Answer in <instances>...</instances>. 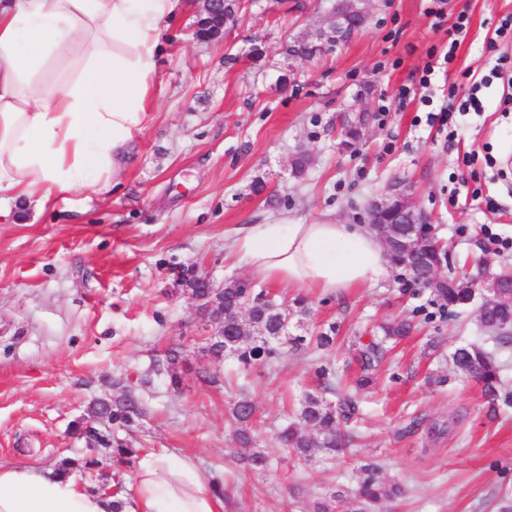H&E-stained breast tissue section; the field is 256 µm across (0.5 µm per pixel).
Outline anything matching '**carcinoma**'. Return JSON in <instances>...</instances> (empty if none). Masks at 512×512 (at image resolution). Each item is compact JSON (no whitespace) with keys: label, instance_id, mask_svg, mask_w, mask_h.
<instances>
[{"label":"carcinoma","instance_id":"1","mask_svg":"<svg viewBox=\"0 0 512 512\" xmlns=\"http://www.w3.org/2000/svg\"><path fill=\"white\" fill-rule=\"evenodd\" d=\"M356 0H337L336 13L341 15L343 28L341 37L348 41L353 34L365 27V19L356 10ZM207 13L197 15L193 35L201 40L213 41L218 28L212 24H203ZM387 261L394 267H400L418 280L424 269L435 262L447 261V251L439 244L437 237L425 241L418 254H392ZM179 282L186 289L197 295V299L210 301L215 297L212 290L197 280L191 268L180 270ZM439 301L440 311L461 308L470 305L476 299L473 288L454 287V278L440 273V282L428 286ZM224 340L207 345L212 356L234 358L244 371L257 365L270 364L279 356V346L290 344L296 348L310 346L323 354L322 363L317 371L320 389L307 393L300 402L296 420L288 423L279 432V441L293 449L297 460L307 459L314 448L320 449L328 458L336 459L347 453L354 444L355 437L348 431L347 423L359 413L358 391L371 385L378 367L383 363L388 351V344L399 342L409 337L414 325L407 320H398L380 326V333L368 339L358 336L353 342L357 353L360 373L353 382V387H338L333 382L332 360L330 353L336 342L335 328L311 336H290L288 325L290 319L303 315L306 309L298 306L292 310L279 304L253 288H245L240 281L224 284ZM512 321V301L495 300L479 306L481 327L490 333L492 341L506 347L512 343V332L507 323ZM181 354L176 348H170L166 354V375L169 386L180 389L182 376L178 372ZM456 373L471 376L483 384L484 390L496 397L501 391V365L496 355L477 343L458 346L449 355ZM88 413L107 417L112 422V431L107 432L80 416L70 424V434L85 442L95 443L94 451L107 450L112 454V461L118 467L133 463L140 449L120 436V432L129 431L145 413L139 398L130 390L122 389L107 399H97L88 407ZM257 409L252 399L245 394L238 396L230 407V414L236 425L237 441L241 452L237 457L244 466L257 470L269 464V455L250 452L255 440L252 423L256 421ZM405 494L399 483L388 481L381 472V467L366 463L359 468L358 480L354 488L342 489L322 498L313 504L312 512H337V505L344 499L351 504L350 512H374V508L383 501L398 499Z\"/></svg>","mask_w":512,"mask_h":512}]
</instances>
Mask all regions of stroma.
<instances>
[{"label":"stroma","instance_id":"stroma-1","mask_svg":"<svg viewBox=\"0 0 512 512\" xmlns=\"http://www.w3.org/2000/svg\"><path fill=\"white\" fill-rule=\"evenodd\" d=\"M246 2L218 42L193 36L202 0H183L166 24L150 116L120 184L61 194L42 211L0 201V462L50 467L83 457L68 425L119 380L146 407L132 432L139 448L188 455L204 478L224 476V512H308L368 461L407 489L378 512H492L512 493V406L493 405L448 360L456 346L484 340L475 307L440 316L430 292L391 267L333 296L268 285L277 301L306 302L296 334L336 325L343 378L356 367L353 336L396 317L419 323L360 393L362 439L332 466L320 452L291 459L275 440L316 386L314 355L288 348L241 375L231 358L207 353L211 327L174 280L192 266L220 283L253 281L233 247L246 226L355 224L397 183L447 240L448 273L475 274L478 258L494 271L512 267V168L497 169L512 157V89L491 75L499 59L512 60V38L496 34L512 0H376L362 32L310 60L284 48L312 35L331 0ZM436 10L470 20L449 64ZM452 87L460 101L476 94L480 108L429 122ZM362 114L361 143L342 148V122ZM302 149L311 162L298 175L292 161ZM175 344L181 392L160 379L141 387L140 374ZM204 369L218 383L199 380ZM242 391L257 407L258 447L272 459L264 471L230 458L229 406ZM453 413L459 421L444 438L407 430L413 416Z\"/></svg>","mask_w":512,"mask_h":512}]
</instances>
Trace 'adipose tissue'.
Listing matches in <instances>:
<instances>
[{"instance_id": "1", "label": "adipose tissue", "mask_w": 512, "mask_h": 512, "mask_svg": "<svg viewBox=\"0 0 512 512\" xmlns=\"http://www.w3.org/2000/svg\"><path fill=\"white\" fill-rule=\"evenodd\" d=\"M181 0H0V191L43 209L66 190L118 178L146 126L156 54ZM252 273L325 294L385 269L365 224H253ZM110 501L51 468L0 463V512H108ZM123 512H224L189 457L138 463Z\"/></svg>"}]
</instances>
